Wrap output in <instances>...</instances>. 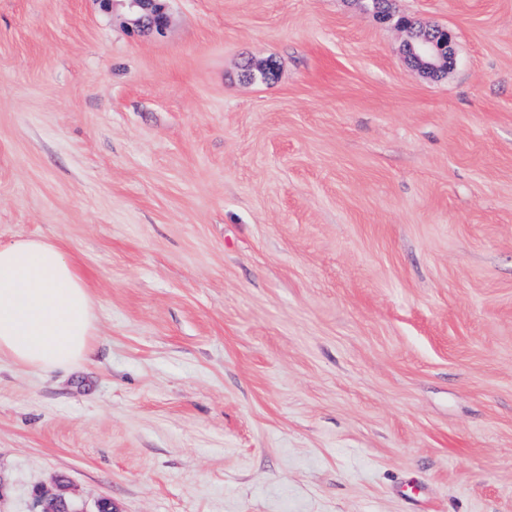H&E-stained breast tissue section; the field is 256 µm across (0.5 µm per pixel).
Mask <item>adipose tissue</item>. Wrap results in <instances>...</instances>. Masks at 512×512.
Listing matches in <instances>:
<instances>
[{"label": "adipose tissue", "mask_w": 512, "mask_h": 512, "mask_svg": "<svg viewBox=\"0 0 512 512\" xmlns=\"http://www.w3.org/2000/svg\"><path fill=\"white\" fill-rule=\"evenodd\" d=\"M95 323L88 278L62 247L40 238L0 244V357L68 368L91 353Z\"/></svg>", "instance_id": "1"}]
</instances>
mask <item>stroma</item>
<instances>
[{
    "instance_id": "1",
    "label": "stroma",
    "mask_w": 512,
    "mask_h": 512,
    "mask_svg": "<svg viewBox=\"0 0 512 512\" xmlns=\"http://www.w3.org/2000/svg\"><path fill=\"white\" fill-rule=\"evenodd\" d=\"M164 7L0 0V243L97 300L0 359V512H512V0ZM129 8L136 16V23L139 27L146 29L162 30L167 22V16L161 0H126ZM450 44L448 31L434 28L413 37L404 45V50L418 68L434 74L448 68L451 60ZM67 493L68 485L62 480L58 481L54 491H38L36 495L41 506V510L38 512H79L73 506L71 509L61 508V502L64 501L65 496H68ZM68 498L72 502L69 496Z\"/></svg>"
}]
</instances>
